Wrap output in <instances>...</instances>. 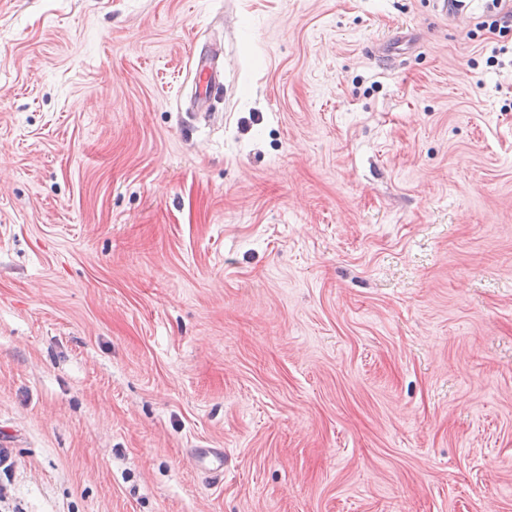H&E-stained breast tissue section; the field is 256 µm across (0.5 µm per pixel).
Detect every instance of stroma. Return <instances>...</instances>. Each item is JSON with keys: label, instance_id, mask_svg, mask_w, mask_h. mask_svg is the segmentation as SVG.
I'll list each match as a JSON object with an SVG mask.
<instances>
[{"label": "stroma", "instance_id": "stroma-1", "mask_svg": "<svg viewBox=\"0 0 512 512\" xmlns=\"http://www.w3.org/2000/svg\"><path fill=\"white\" fill-rule=\"evenodd\" d=\"M484 19L0 0V512H512ZM197 85V97L205 102L210 101L216 94L222 91L223 80L221 75L210 66L198 67L195 70Z\"/></svg>", "mask_w": 512, "mask_h": 512}]
</instances>
